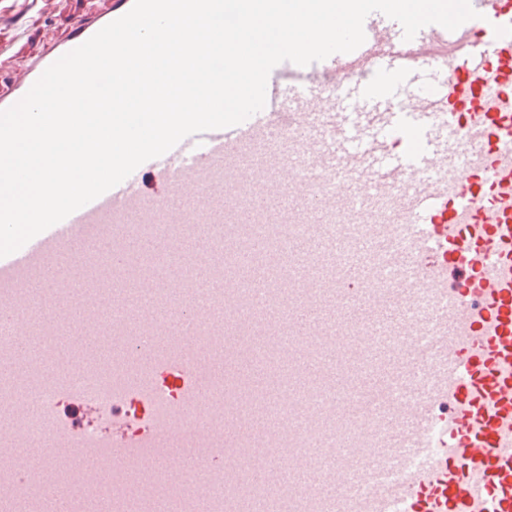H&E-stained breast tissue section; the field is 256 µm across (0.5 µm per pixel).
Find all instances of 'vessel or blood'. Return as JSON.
<instances>
[{"label":"vessel or blood","instance_id":"vessel-or-blood-1","mask_svg":"<svg viewBox=\"0 0 512 512\" xmlns=\"http://www.w3.org/2000/svg\"><path fill=\"white\" fill-rule=\"evenodd\" d=\"M471 5L371 13L0 257V512H512V0Z\"/></svg>","mask_w":512,"mask_h":512}]
</instances>
